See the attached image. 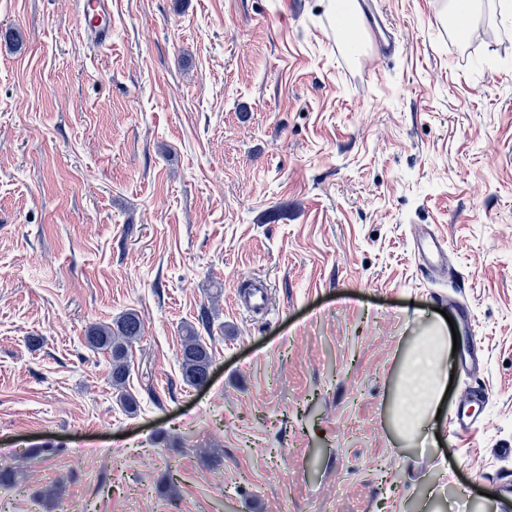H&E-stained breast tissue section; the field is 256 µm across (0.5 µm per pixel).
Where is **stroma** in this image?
Returning <instances> with one entry per match:
<instances>
[{"instance_id": "35a3bbf8", "label": "stroma", "mask_w": 512, "mask_h": 512, "mask_svg": "<svg viewBox=\"0 0 512 512\" xmlns=\"http://www.w3.org/2000/svg\"><path fill=\"white\" fill-rule=\"evenodd\" d=\"M379 0H0V512H512V17ZM448 264L414 254L417 230ZM266 283L261 312L238 294ZM207 310V386L180 327ZM137 311L126 413L89 326ZM450 317L445 418L394 426ZM41 337L33 348L29 337ZM485 393L475 426L447 422ZM222 454V465L209 458ZM79 28L87 43L99 47L112 41V0H78ZM415 246L421 259L428 265L437 267L447 261L446 242L434 232L425 230L421 238L415 241ZM179 354L184 383L195 388L207 385L213 364L212 354L195 324L186 322L181 326Z\"/></svg>"}]
</instances>
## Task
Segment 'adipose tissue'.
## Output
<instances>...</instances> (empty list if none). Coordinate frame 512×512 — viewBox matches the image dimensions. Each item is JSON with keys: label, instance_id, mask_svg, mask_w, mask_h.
<instances>
[{"label": "adipose tissue", "instance_id": "obj_1", "mask_svg": "<svg viewBox=\"0 0 512 512\" xmlns=\"http://www.w3.org/2000/svg\"><path fill=\"white\" fill-rule=\"evenodd\" d=\"M448 338L441 325H434L432 340L421 343L410 356L407 370L411 388L400 395L399 413L408 415L410 422L400 429L405 439H413L424 426L436 419L448 385L445 369Z\"/></svg>", "mask_w": 512, "mask_h": 512}]
</instances>
